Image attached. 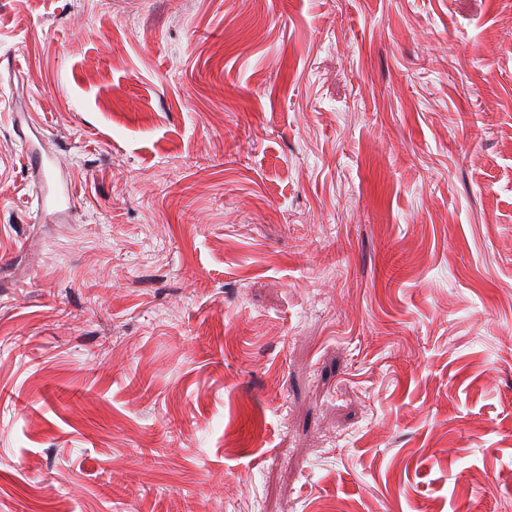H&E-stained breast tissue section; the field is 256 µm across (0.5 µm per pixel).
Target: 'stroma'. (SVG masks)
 I'll return each instance as SVG.
<instances>
[{
  "label": "stroma",
  "instance_id": "obj_1",
  "mask_svg": "<svg viewBox=\"0 0 512 512\" xmlns=\"http://www.w3.org/2000/svg\"><path fill=\"white\" fill-rule=\"evenodd\" d=\"M64 505L512 512V0H0V512ZM32 159L35 163L39 179L36 183L38 202L44 208L46 205L59 207L67 204L72 195V189L63 183H58L53 178V170L58 164L50 157H44L41 153L33 151Z\"/></svg>",
  "mask_w": 512,
  "mask_h": 512
}]
</instances>
